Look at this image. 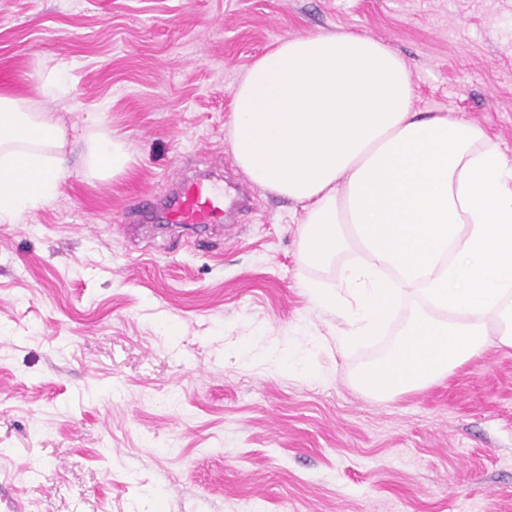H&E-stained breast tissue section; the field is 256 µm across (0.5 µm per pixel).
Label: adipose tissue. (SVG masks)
<instances>
[{"label":"adipose tissue","mask_w":512,"mask_h":512,"mask_svg":"<svg viewBox=\"0 0 512 512\" xmlns=\"http://www.w3.org/2000/svg\"><path fill=\"white\" fill-rule=\"evenodd\" d=\"M38 93L0 90L1 223L52 202L68 172L70 139L43 106L70 93L57 67L41 70ZM232 95L236 163L300 206L304 262L339 267L336 290L306 284L343 322L337 350L377 336L407 291L427 302L360 371L361 391L395 398L512 348V156L485 128L414 111L407 62L353 33L281 39ZM80 139L86 175L126 172L123 140Z\"/></svg>","instance_id":"ef3b65f1"}]
</instances>
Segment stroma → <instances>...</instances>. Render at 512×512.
<instances>
[{"label": "stroma", "instance_id": "obj_1", "mask_svg": "<svg viewBox=\"0 0 512 512\" xmlns=\"http://www.w3.org/2000/svg\"><path fill=\"white\" fill-rule=\"evenodd\" d=\"M352 32L408 63L414 108L483 126L512 156V0H0V86L36 97L63 65L66 127L120 137L123 175L85 176L0 223V512H512V349L393 400L355 377L302 283L301 210L250 185L232 87L284 36ZM187 164L249 186L221 234L125 229ZM301 355L312 374L263 364Z\"/></svg>", "mask_w": 512, "mask_h": 512}]
</instances>
